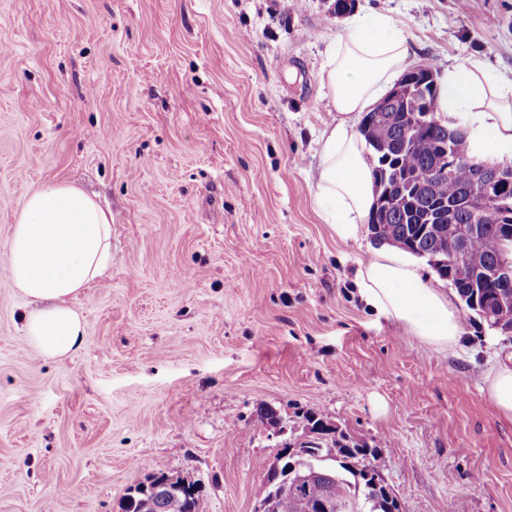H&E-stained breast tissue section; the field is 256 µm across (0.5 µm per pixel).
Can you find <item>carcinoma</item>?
Returning <instances> with one entry per match:
<instances>
[{
  "instance_id": "carcinoma-1",
  "label": "carcinoma",
  "mask_w": 512,
  "mask_h": 512,
  "mask_svg": "<svg viewBox=\"0 0 512 512\" xmlns=\"http://www.w3.org/2000/svg\"><path fill=\"white\" fill-rule=\"evenodd\" d=\"M385 116L390 120L388 139L368 146L375 183L384 191L368 219L372 237L377 241L391 237L409 240L414 253L427 258L438 276L455 288L465 303V313H475L494 329L502 322L511 324L512 286L505 288L492 279V271L512 257L508 250L512 246L508 232L512 229V192L495 207L467 201L475 184L474 165L481 161L474 160L466 136L455 137L447 150L445 130L451 129L447 123L439 126L423 122L407 139L404 113L392 109ZM450 155L455 161L453 177H435V172L448 166ZM446 198L460 205L448 219L444 234L436 237L424 232L419 217L426 208ZM459 224L478 226V233L461 245V259L457 257L458 248H450ZM499 295L504 297V304L498 306L496 316H487V308ZM304 419L306 439L287 447L320 448L326 456L343 458V463L332 462V467L322 470L315 483L288 495L281 494L269 474H263L256 488V501L267 504V512H304V500L321 497L337 503L358 498L373 503L369 512H398L396 498L390 499L383 490L371 488L363 446L344 432L336 433L321 417L306 415ZM156 480H166L180 490L156 496L152 493ZM198 503L195 484L160 474L149 476L128 490L123 512H194L193 506Z\"/></svg>"
}]
</instances>
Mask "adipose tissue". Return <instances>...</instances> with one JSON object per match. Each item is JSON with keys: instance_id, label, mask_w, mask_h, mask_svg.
Here are the masks:
<instances>
[{"instance_id": "ef3b65f1", "label": "adipose tissue", "mask_w": 512, "mask_h": 512, "mask_svg": "<svg viewBox=\"0 0 512 512\" xmlns=\"http://www.w3.org/2000/svg\"><path fill=\"white\" fill-rule=\"evenodd\" d=\"M409 53L403 29L375 12L353 21L322 64L321 82L335 117L322 134L315 197L319 216L344 242L357 239L376 200L355 117L392 88ZM441 115L465 120L475 153L512 159V79L473 64L448 66L436 81ZM112 224L80 189L56 184L32 191L12 226L7 277L31 302L26 339L44 359H62L86 343L83 318L70 305L112 264ZM357 293L377 316L421 344L460 345V314L450 290L424 277L412 253L371 249L357 273Z\"/></svg>"}]
</instances>
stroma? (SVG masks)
I'll return each instance as SVG.
<instances>
[{
  "label": "stroma",
  "instance_id": "35a3bbf8",
  "mask_svg": "<svg viewBox=\"0 0 512 512\" xmlns=\"http://www.w3.org/2000/svg\"><path fill=\"white\" fill-rule=\"evenodd\" d=\"M331 2L0 0V512H122L162 473L200 512H253L309 412L378 454L399 512H512V419L486 391L512 337L476 316L453 355L407 336L356 295L371 233L317 215L320 68L351 17ZM371 11L409 66L512 79V0ZM56 183L111 216L112 265L72 301L87 344L45 360L5 267L25 196Z\"/></svg>",
  "mask_w": 512,
  "mask_h": 512
}]
</instances>
